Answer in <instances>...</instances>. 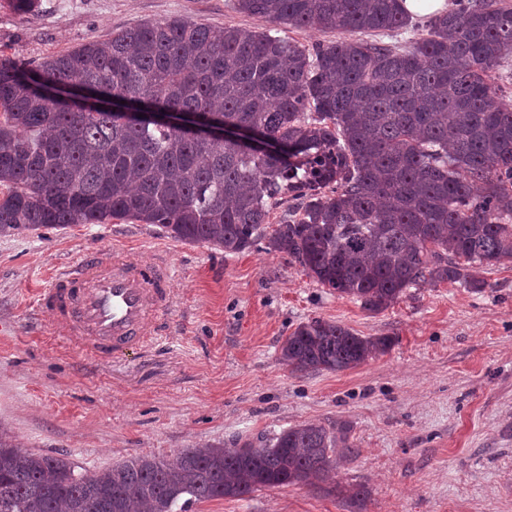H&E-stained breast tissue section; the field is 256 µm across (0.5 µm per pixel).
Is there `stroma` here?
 Segmentation results:
<instances>
[{
	"mask_svg": "<svg viewBox=\"0 0 512 512\" xmlns=\"http://www.w3.org/2000/svg\"><path fill=\"white\" fill-rule=\"evenodd\" d=\"M170 18L266 26L237 0H37L28 12L0 0V52L37 63ZM100 251L165 259L173 301L156 343L92 362L59 343L38 293ZM484 277L479 293L425 284L372 314L263 242L228 255L118 220L0 234V432L95 471L307 422L343 426L338 490L264 488L190 512H512V260ZM314 318L393 343L354 369L291 373L280 346ZM360 487L364 497L347 496Z\"/></svg>",
	"mask_w": 512,
	"mask_h": 512,
	"instance_id": "obj_1",
	"label": "stroma"
}]
</instances>
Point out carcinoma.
Returning a JSON list of instances; mask_svg holds the SVG:
<instances>
[{"mask_svg": "<svg viewBox=\"0 0 512 512\" xmlns=\"http://www.w3.org/2000/svg\"><path fill=\"white\" fill-rule=\"evenodd\" d=\"M403 0H238L270 28L146 22L34 66L0 56V234L112 219L243 253L268 239L320 284L379 313L406 289L512 259V98L494 85L512 7L454 0L410 46ZM346 40L305 46L279 27ZM87 91L94 109L69 99ZM199 112L258 132V153L137 112ZM297 201L266 234L271 212ZM389 336L314 318L283 342L300 374L355 368ZM345 439L316 423L270 440L138 455L95 472L0 437V512H187L262 488L321 487Z\"/></svg>", "mask_w": 512, "mask_h": 512, "instance_id": "cac0c4a2", "label": "carcinoma"}]
</instances>
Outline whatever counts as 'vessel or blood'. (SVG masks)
<instances>
[{
  "instance_id": "obj_1",
  "label": "vessel or blood",
  "mask_w": 512,
  "mask_h": 512,
  "mask_svg": "<svg viewBox=\"0 0 512 512\" xmlns=\"http://www.w3.org/2000/svg\"><path fill=\"white\" fill-rule=\"evenodd\" d=\"M170 284L169 266L96 252L59 270L39 305L53 313L56 336L99 360L161 335Z\"/></svg>"
}]
</instances>
